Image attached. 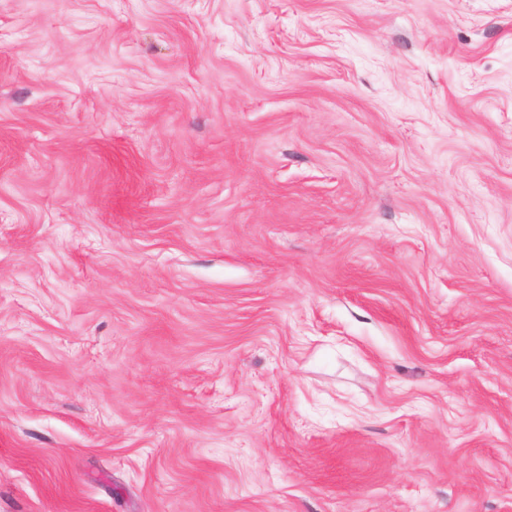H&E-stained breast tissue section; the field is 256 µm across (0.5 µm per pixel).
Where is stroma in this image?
I'll return each instance as SVG.
<instances>
[{
  "label": "stroma",
  "instance_id": "1",
  "mask_svg": "<svg viewBox=\"0 0 512 512\" xmlns=\"http://www.w3.org/2000/svg\"><path fill=\"white\" fill-rule=\"evenodd\" d=\"M0 512H512V0H0Z\"/></svg>",
  "mask_w": 512,
  "mask_h": 512
}]
</instances>
